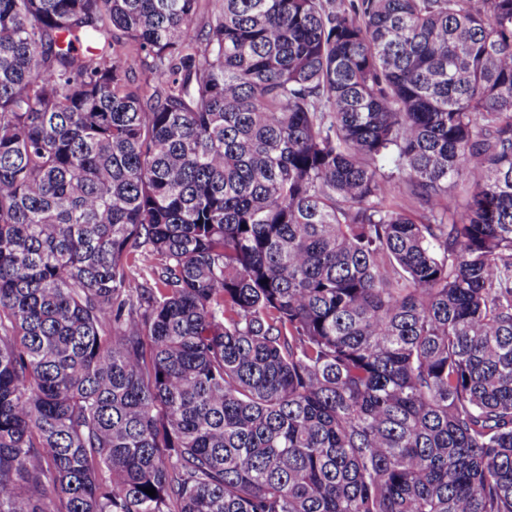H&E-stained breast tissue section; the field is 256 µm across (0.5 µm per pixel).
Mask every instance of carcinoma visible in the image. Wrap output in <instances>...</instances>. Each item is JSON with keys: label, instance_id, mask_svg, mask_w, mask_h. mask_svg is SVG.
Listing matches in <instances>:
<instances>
[{"label": "carcinoma", "instance_id": "obj_1", "mask_svg": "<svg viewBox=\"0 0 512 512\" xmlns=\"http://www.w3.org/2000/svg\"><path fill=\"white\" fill-rule=\"evenodd\" d=\"M199 2L0 0V512H512V0Z\"/></svg>", "mask_w": 512, "mask_h": 512}]
</instances>
